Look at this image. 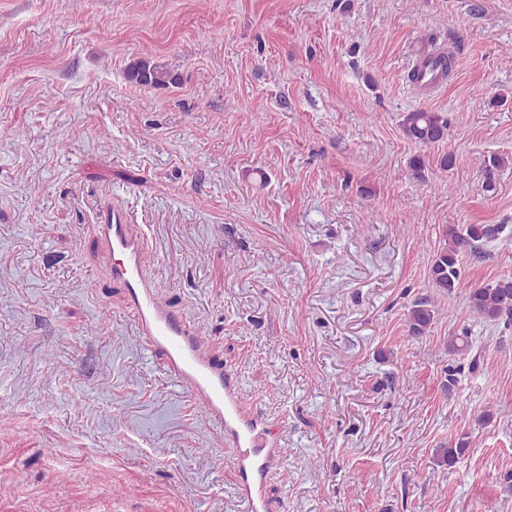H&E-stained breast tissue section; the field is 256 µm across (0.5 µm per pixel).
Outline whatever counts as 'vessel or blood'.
<instances>
[{"mask_svg": "<svg viewBox=\"0 0 512 512\" xmlns=\"http://www.w3.org/2000/svg\"><path fill=\"white\" fill-rule=\"evenodd\" d=\"M429 63H417L418 84L437 88L443 81L437 53ZM97 239L112 258L114 280L124 284L128 307L152 349L162 353L170 375L190 386L195 400L224 428L236 450L239 491L246 512H270L264 483L280 443L274 428L261 416L247 413L233 378L205 350L200 337L190 333L180 318L161 306L152 282L143 272L142 237L133 235L123 212L109 211L96 227Z\"/></svg>", "mask_w": 512, "mask_h": 512, "instance_id": "b4317fda", "label": "vessel or blood"}]
</instances>
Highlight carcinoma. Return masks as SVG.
<instances>
[{"mask_svg": "<svg viewBox=\"0 0 512 512\" xmlns=\"http://www.w3.org/2000/svg\"><path fill=\"white\" fill-rule=\"evenodd\" d=\"M128 81L144 87L162 88L177 84V77L165 66L143 60L131 62L126 68ZM401 128L404 135L424 146L437 143L448 134V119L438 112L416 110L403 116ZM502 232L500 224H469L464 228L447 225L443 229L444 245L437 252L430 267L429 285L431 293L416 300L407 314V332L411 336H422L431 326L436 308L434 297H453L460 288V252L465 249L475 252L479 243L498 238ZM468 312L489 322L512 321V276H503L495 282L473 288L469 292ZM451 355H464L471 344L466 335L454 334L446 344ZM470 441L462 436L448 443L443 449V459L453 464L462 456Z\"/></svg>", "mask_w": 512, "mask_h": 512, "instance_id": "obj_1", "label": "carcinoma"}]
</instances>
